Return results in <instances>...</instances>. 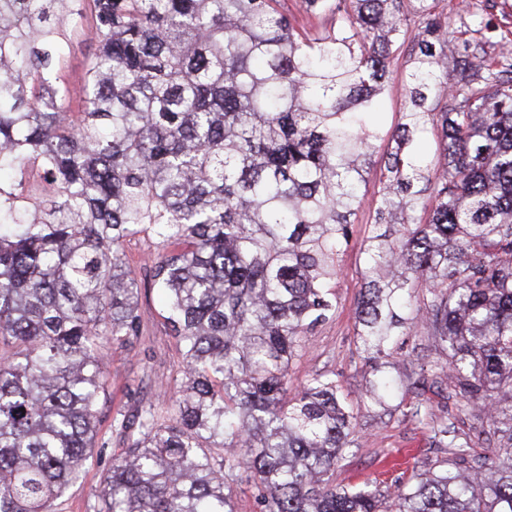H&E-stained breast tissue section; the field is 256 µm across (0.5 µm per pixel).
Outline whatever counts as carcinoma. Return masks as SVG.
<instances>
[{
    "mask_svg": "<svg viewBox=\"0 0 512 512\" xmlns=\"http://www.w3.org/2000/svg\"><path fill=\"white\" fill-rule=\"evenodd\" d=\"M437 2L302 0L326 18L311 32L280 0H0V177L36 165L51 186L30 202L0 186V512H49L96 445L103 350L141 329L122 249L137 232L162 246L185 382L167 419H114L126 450L93 512H235L238 469L261 512H512V51L484 49L512 32L487 12L450 39ZM86 17L97 51L74 105L55 71ZM398 51L405 104L383 133L366 116ZM429 127L440 168L413 147ZM385 139L354 307L364 396L396 391L384 367L419 321L447 359L406 391L451 389L497 437L481 460L432 425L447 468L415 466L392 494L330 483L355 416L335 381L289 375L336 314Z\"/></svg>",
    "mask_w": 512,
    "mask_h": 512,
    "instance_id": "1",
    "label": "carcinoma"
}]
</instances>
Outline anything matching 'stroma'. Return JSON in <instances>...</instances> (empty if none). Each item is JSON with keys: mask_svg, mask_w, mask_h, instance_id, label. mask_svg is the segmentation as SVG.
<instances>
[{"mask_svg": "<svg viewBox=\"0 0 512 512\" xmlns=\"http://www.w3.org/2000/svg\"><path fill=\"white\" fill-rule=\"evenodd\" d=\"M95 50L91 33L86 28H77L61 69V79L72 93H79L81 79ZM402 70V62H395L392 79L380 106L369 116L370 124L378 129L388 130L399 119L404 104ZM380 189L379 173L371 171L361 189L362 204L343 253L341 272L331 283L338 311L332 320L305 336L304 347L293 360L290 374L297 383L316 375L335 380L356 417L354 443L345 450L342 460L331 472V483L344 486L369 480L391 492L408 474L406 468L393 466V460L399 454L409 453L415 461L433 466L441 465L447 455L442 449L429 447L426 426L406 417L407 406L400 398H390L381 407L365 406L361 399L372 370L359 348L353 309L364 283L362 240L368 231L369 217ZM123 250L134 263L141 331L132 344L112 345L105 351L107 387L98 404L99 445L93 448L79 479L53 500L51 512H91L90 507L113 461L123 454L124 444L112 430L113 417L118 411H130L134 403L141 400L152 404L160 418H167L184 382L180 347L165 321L166 298L151 278L160 251L157 240L154 236L137 233L125 239ZM437 359L428 331L416 327L400 344L397 365L391 375L394 379H403L406 369L428 367ZM420 400L437 420L462 429L479 428L486 422L483 412L457 398L447 399L428 391Z\"/></svg>", "mask_w": 512, "mask_h": 512, "instance_id": "35a3bbf8", "label": "stroma"}]
</instances>
